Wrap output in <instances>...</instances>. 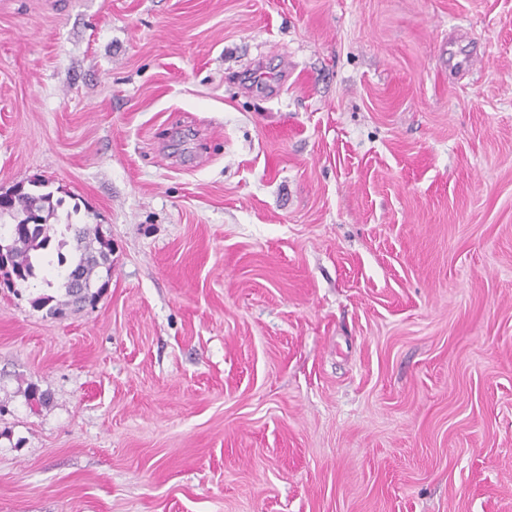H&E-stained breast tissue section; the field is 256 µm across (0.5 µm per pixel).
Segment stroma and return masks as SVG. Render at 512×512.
Returning <instances> with one entry per match:
<instances>
[{
	"label": "stroma",
	"mask_w": 512,
	"mask_h": 512,
	"mask_svg": "<svg viewBox=\"0 0 512 512\" xmlns=\"http://www.w3.org/2000/svg\"><path fill=\"white\" fill-rule=\"evenodd\" d=\"M34 180L112 279L0 278V512H512V0H0Z\"/></svg>",
	"instance_id": "1"
}]
</instances>
